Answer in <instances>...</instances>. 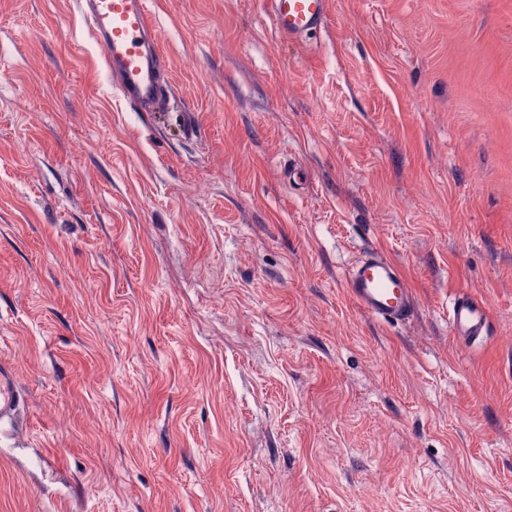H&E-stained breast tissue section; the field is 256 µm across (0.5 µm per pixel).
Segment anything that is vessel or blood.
<instances>
[{
	"mask_svg": "<svg viewBox=\"0 0 512 512\" xmlns=\"http://www.w3.org/2000/svg\"><path fill=\"white\" fill-rule=\"evenodd\" d=\"M77 6L123 100L140 112L158 110L169 84L150 0H77ZM266 6L277 31L294 42L321 30L329 13V0H266ZM345 281L352 299L375 319L399 323L413 313L406 277L378 248L364 251ZM449 327L457 340L472 344L491 335L493 321L482 302L461 295L449 310ZM19 405L14 370L0 362V422L15 421Z\"/></svg>",
	"mask_w": 512,
	"mask_h": 512,
	"instance_id": "b4317fda",
	"label": "vessel or blood"
}]
</instances>
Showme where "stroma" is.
<instances>
[{
  "label": "stroma",
  "instance_id": "obj_1",
  "mask_svg": "<svg viewBox=\"0 0 512 512\" xmlns=\"http://www.w3.org/2000/svg\"><path fill=\"white\" fill-rule=\"evenodd\" d=\"M150 7L154 114L74 0H0V512H512V0ZM266 6L277 31L294 42L321 30L329 13V0H267ZM349 293L368 315L385 323L410 318L413 293L398 266L380 249L369 248L345 272ZM449 327L457 340L473 344L491 336L493 321L482 302L459 295L449 310ZM20 400L12 366L0 362V422L16 420Z\"/></svg>",
  "mask_w": 512,
  "mask_h": 512
}]
</instances>
